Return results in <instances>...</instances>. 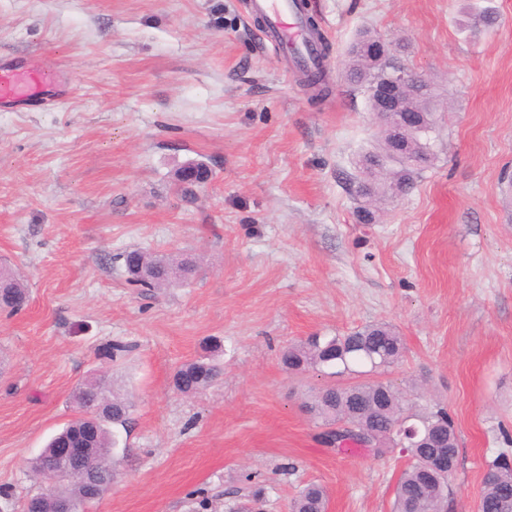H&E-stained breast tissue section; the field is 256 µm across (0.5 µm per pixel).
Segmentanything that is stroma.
I'll use <instances>...</instances> for the list:
<instances>
[{
    "instance_id": "stroma-1",
    "label": "stroma",
    "mask_w": 512,
    "mask_h": 512,
    "mask_svg": "<svg viewBox=\"0 0 512 512\" xmlns=\"http://www.w3.org/2000/svg\"><path fill=\"white\" fill-rule=\"evenodd\" d=\"M247 0H0V62L67 75L52 100L0 109V262L27 281L0 311V507L39 486L30 459L74 419V387L112 372L132 391L129 455L84 512H225L265 488L287 512L304 484L329 512H392L398 452L324 446L302 408L326 385L284 347L382 321L402 336L388 373L443 403L459 436L448 512H474L486 459L512 456V0H310L331 46V94L259 38ZM499 15L471 30V9ZM435 81L434 160L379 223L347 182L376 148L367 97L346 78L362 29ZM213 172L194 203L175 173ZM195 261L142 293L118 258ZM218 338L219 382L173 386ZM132 350L105 358L109 344ZM208 495L200 510L198 494Z\"/></svg>"
}]
</instances>
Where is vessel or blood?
<instances>
[{
  "mask_svg": "<svg viewBox=\"0 0 512 512\" xmlns=\"http://www.w3.org/2000/svg\"><path fill=\"white\" fill-rule=\"evenodd\" d=\"M252 15L262 19L265 40L296 64L314 69L323 65L318 37L307 25L306 0H249ZM57 71L33 65L0 63V104H20L47 88H63Z\"/></svg>",
  "mask_w": 512,
  "mask_h": 512,
  "instance_id": "vessel-or-blood-1",
  "label": "vessel or blood"
}]
</instances>
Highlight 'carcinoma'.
<instances>
[{"instance_id": "carcinoma-1", "label": "carcinoma", "mask_w": 512, "mask_h": 512, "mask_svg": "<svg viewBox=\"0 0 512 512\" xmlns=\"http://www.w3.org/2000/svg\"><path fill=\"white\" fill-rule=\"evenodd\" d=\"M313 76L310 87L319 98L330 94L322 69L307 70ZM347 78L353 85L368 87L373 74L349 65ZM421 169L399 165L381 171L361 167L351 186H363L358 210L366 211L368 222L375 221L372 203L391 199L392 184L403 190L412 188ZM129 275V284L144 291L167 288L190 280L196 265L170 254L138 249L119 256ZM29 300L28 286L8 265L0 266V309L19 311ZM404 351L402 337L387 323L357 327L346 334L310 336L299 345H291L282 354V364L292 373L316 371L334 378L349 377L355 382L340 386L329 383L305 402V410L321 428L323 444L346 452L380 443L397 448L406 459L395 488L393 512H443L458 465L459 442L455 422L446 407L426 400L406 399L398 386L378 379L398 364ZM221 376V368L204 359L181 364L173 377L177 391L185 395L200 393ZM72 399L80 415L59 431L60 437L75 446L94 449L88 460L53 462L43 451L30 461L32 472L45 489L27 504L31 512H57L59 504H70L73 512H83L90 502L91 490L112 485L118 469L110 467V458L118 449L116 431L127 428L135 407L133 396L116 387L107 378L104 386L92 393L86 384H78ZM439 449L448 452V466L434 467L430 459ZM327 493L317 484L300 488L289 503V512H324ZM477 512H512V464L499 454L485 461V474Z\"/></svg>"}]
</instances>
